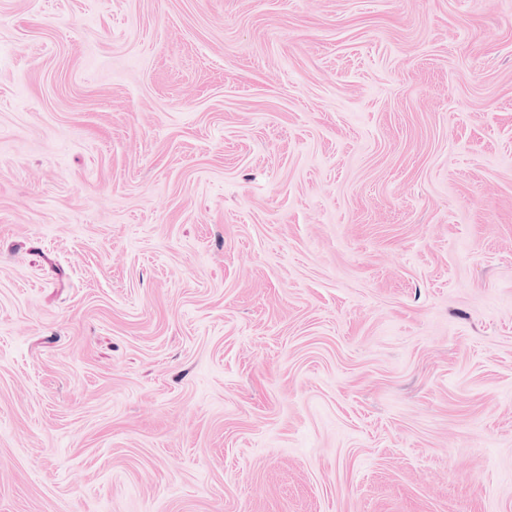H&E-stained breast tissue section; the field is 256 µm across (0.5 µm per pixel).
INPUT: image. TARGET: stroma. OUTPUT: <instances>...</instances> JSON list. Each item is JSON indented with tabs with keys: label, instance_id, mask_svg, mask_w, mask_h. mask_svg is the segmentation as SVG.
Segmentation results:
<instances>
[{
	"label": "stroma",
	"instance_id": "35a3bbf8",
	"mask_svg": "<svg viewBox=\"0 0 512 512\" xmlns=\"http://www.w3.org/2000/svg\"><path fill=\"white\" fill-rule=\"evenodd\" d=\"M0 512H512V0H0Z\"/></svg>",
	"mask_w": 512,
	"mask_h": 512
}]
</instances>
